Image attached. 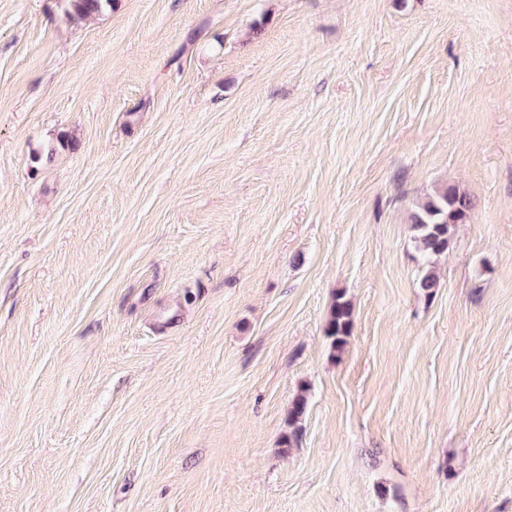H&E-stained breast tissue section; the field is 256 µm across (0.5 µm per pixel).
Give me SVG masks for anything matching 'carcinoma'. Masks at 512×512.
I'll return each instance as SVG.
<instances>
[{
	"label": "carcinoma",
	"mask_w": 512,
	"mask_h": 512,
	"mask_svg": "<svg viewBox=\"0 0 512 512\" xmlns=\"http://www.w3.org/2000/svg\"><path fill=\"white\" fill-rule=\"evenodd\" d=\"M67 15L81 22L101 15L112 7V0H66ZM471 201L452 185H444L427 194L414 205L410 229L416 248L427 257L441 256L453 243L456 226L466 223ZM351 330V307L336 298L329 313L327 335L332 348L341 349Z\"/></svg>",
	"instance_id": "cac0c4a2"
}]
</instances>
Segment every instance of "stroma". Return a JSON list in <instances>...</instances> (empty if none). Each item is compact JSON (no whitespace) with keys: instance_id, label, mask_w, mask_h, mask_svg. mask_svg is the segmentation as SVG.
I'll return each instance as SVG.
<instances>
[{"instance_id":"1","label":"stroma","mask_w":512,"mask_h":512,"mask_svg":"<svg viewBox=\"0 0 512 512\" xmlns=\"http://www.w3.org/2000/svg\"><path fill=\"white\" fill-rule=\"evenodd\" d=\"M65 10L0 0V512H512V0ZM471 201L452 185H444L414 205L410 229L416 248L426 257L441 256L453 243L458 224L466 223ZM351 330V307L338 296L332 305L327 323V335L332 338L333 350L342 349Z\"/></svg>"}]
</instances>
